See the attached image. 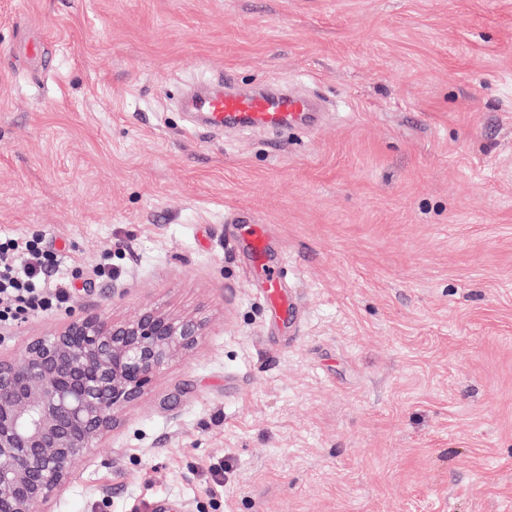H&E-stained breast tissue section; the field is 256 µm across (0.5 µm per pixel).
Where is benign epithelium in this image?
<instances>
[{"label":"benign epithelium","mask_w":512,"mask_h":512,"mask_svg":"<svg viewBox=\"0 0 512 512\" xmlns=\"http://www.w3.org/2000/svg\"><path fill=\"white\" fill-rule=\"evenodd\" d=\"M202 331L190 316L157 310L121 321L78 315L0 358V512H38L72 462Z\"/></svg>","instance_id":"obj_1"}]
</instances>
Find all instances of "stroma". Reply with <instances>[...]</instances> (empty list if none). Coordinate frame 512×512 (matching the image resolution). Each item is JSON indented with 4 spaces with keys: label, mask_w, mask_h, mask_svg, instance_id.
Returning <instances> with one entry per match:
<instances>
[{
    "label": "stroma",
    "mask_w": 512,
    "mask_h": 512,
    "mask_svg": "<svg viewBox=\"0 0 512 512\" xmlns=\"http://www.w3.org/2000/svg\"><path fill=\"white\" fill-rule=\"evenodd\" d=\"M220 77L324 110L213 133L177 99ZM32 234L74 292L1 358L72 311L204 326L40 512H512V0H0Z\"/></svg>",
    "instance_id": "obj_1"
}]
</instances>
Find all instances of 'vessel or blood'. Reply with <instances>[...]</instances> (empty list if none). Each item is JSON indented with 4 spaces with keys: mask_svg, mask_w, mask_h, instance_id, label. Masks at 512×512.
<instances>
[{
    "mask_svg": "<svg viewBox=\"0 0 512 512\" xmlns=\"http://www.w3.org/2000/svg\"><path fill=\"white\" fill-rule=\"evenodd\" d=\"M190 111L204 113L216 127L239 120L254 126L286 125L301 120L310 104L303 98L282 91H219L190 99Z\"/></svg>",
    "mask_w": 512,
    "mask_h": 512,
    "instance_id": "b4317fda",
    "label": "vessel or blood"
}]
</instances>
